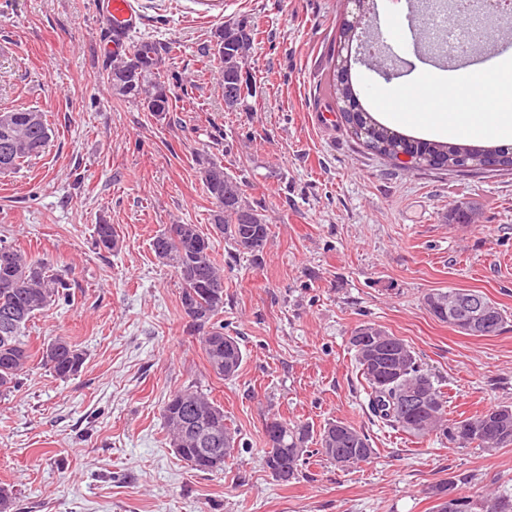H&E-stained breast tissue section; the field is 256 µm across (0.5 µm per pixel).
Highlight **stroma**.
<instances>
[{
	"instance_id": "1",
	"label": "stroma",
	"mask_w": 512,
	"mask_h": 512,
	"mask_svg": "<svg viewBox=\"0 0 512 512\" xmlns=\"http://www.w3.org/2000/svg\"><path fill=\"white\" fill-rule=\"evenodd\" d=\"M98 0H0V110L45 112L53 135L20 171L0 175V239L68 271L69 303L29 324L33 347L68 337L86 353L62 381L30 364L0 399V484L11 512H432V487L512 495V445L461 447L392 429L367 409L369 388L349 338L372 322L404 339L434 373L451 414L512 405V170L469 175L404 168L368 150L329 109L332 53L368 36L350 0H138L132 44L168 47L160 73L170 110L155 117L116 99ZM256 32L246 71L257 85L234 110L206 66L214 30ZM357 22L356 40L339 29ZM381 67L352 63L362 109L407 139L424 133L385 119L374 101L428 70L442 53L414 54L382 31ZM245 183L270 227L263 253L237 252L211 224L197 159ZM477 207L473 224L445 216ZM122 247L93 244L98 222ZM170 224L210 236L224 269L218 320L246 359L231 380L210 372L180 311V280L151 243ZM480 291L503 309L497 335L470 336L437 320L425 295ZM191 386L224 408L241 445L223 471L193 470L169 445L160 408ZM321 428L352 422L376 453L344 470L312 461L276 481L263 461L271 415Z\"/></svg>"
}]
</instances>
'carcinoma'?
<instances>
[{
	"mask_svg": "<svg viewBox=\"0 0 512 512\" xmlns=\"http://www.w3.org/2000/svg\"><path fill=\"white\" fill-rule=\"evenodd\" d=\"M224 27L232 34L224 46L213 48L223 76L224 105L235 109L244 96L253 94V85L243 76L254 32L240 22H226ZM148 64L144 84L164 91L158 99L159 110L154 112L145 99L126 93L113 85V77L126 70L134 60ZM162 49L151 41H143L125 58H115L107 67V81L112 94L139 104L143 109L161 117L169 111L172 91L161 80L158 65ZM355 122L370 131L363 144L375 153L391 158L398 145H406L419 156V164L438 168L432 158L440 157L446 169L463 174L480 173L484 150L443 142L406 141L375 123L369 113L359 112ZM52 129L46 115L33 108L0 112V170L14 173L31 158L39 155L51 139ZM199 174L217 212L211 214V223L221 225V233L240 251L259 256L269 237L265 215L252 205L244 184L224 171V165L211 158L199 160ZM474 209L468 205H454L448 210V221L469 224ZM94 242L98 250L111 252L119 245L115 227L95 225ZM155 257H164V264L172 267L181 280L180 303L182 311L194 309L190 322L202 331L198 342L213 374L224 380L235 378L246 353L239 338L224 332V325L214 318L224 312V272L217 267L211 240L202 235L194 224H170L152 241ZM70 284L51 264L35 258L26 251L0 241V395L18 384L19 376L32 358L58 379L76 375L86 360V354L64 336L45 343L57 353L48 359L44 348L32 352L25 331L37 315L52 305L70 299ZM460 295L480 299L488 312V335L497 334L504 323L502 310L485 294L471 289L450 288L424 299L429 312L439 321L460 332H467L461 316L452 312ZM367 336L380 346H390L387 357L374 365L356 337ZM350 343L354 347L361 375L370 388L368 407L373 416L390 427L415 436L441 435L456 444H477L483 448H503L512 445V406L501 405L464 419L447 418V400L434 377L425 371L413 348L404 340L381 327L365 323L358 326ZM409 386H419L431 398V406L416 415H409L401 405V393ZM161 418L170 438L177 447L176 454L193 469L200 472H219L224 463L239 447L237 431L226 423L224 408L205 394L191 388L175 391L163 403ZM205 426L217 436L214 444L220 463L213 464L204 455L194 429ZM266 445L264 462L275 479L288 483L299 478L309 460L319 456L331 464L346 460L344 468L369 461L375 454L370 437L362 429L341 420L326 423L318 434L310 425L273 416L264 427ZM315 441L316 448H309ZM436 501V512H445L448 496H453V512H512V496L489 494L475 500L457 491L454 482L445 480L431 489Z\"/></svg>",
	"mask_w": 512,
	"mask_h": 512,
	"instance_id": "carcinoma-1",
	"label": "carcinoma"
}]
</instances>
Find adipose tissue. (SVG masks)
<instances>
[{
    "label": "adipose tissue",
    "instance_id": "obj_1",
    "mask_svg": "<svg viewBox=\"0 0 512 512\" xmlns=\"http://www.w3.org/2000/svg\"><path fill=\"white\" fill-rule=\"evenodd\" d=\"M403 97L432 134L448 139H492L512 145V60L481 67L451 78L434 72L417 75Z\"/></svg>",
    "mask_w": 512,
    "mask_h": 512
}]
</instances>
